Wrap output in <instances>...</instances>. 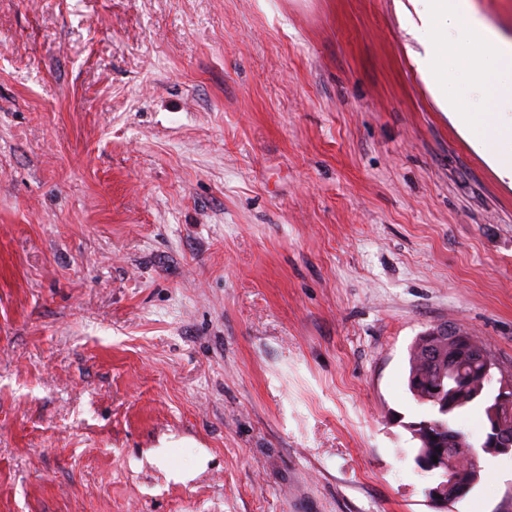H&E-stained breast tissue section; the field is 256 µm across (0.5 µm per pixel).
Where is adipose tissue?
Wrapping results in <instances>:
<instances>
[{
    "label": "adipose tissue",
    "mask_w": 512,
    "mask_h": 512,
    "mask_svg": "<svg viewBox=\"0 0 512 512\" xmlns=\"http://www.w3.org/2000/svg\"><path fill=\"white\" fill-rule=\"evenodd\" d=\"M404 52L440 112L512 187V38L473 0H394Z\"/></svg>",
    "instance_id": "obj_1"
}]
</instances>
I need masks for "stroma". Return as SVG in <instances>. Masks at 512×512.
<instances>
[{"instance_id": "35a3bbf8", "label": "stroma", "mask_w": 512, "mask_h": 512, "mask_svg": "<svg viewBox=\"0 0 512 512\" xmlns=\"http://www.w3.org/2000/svg\"><path fill=\"white\" fill-rule=\"evenodd\" d=\"M393 0H0V512H436L409 352L512 374V189ZM447 512H512V455Z\"/></svg>"}]
</instances>
